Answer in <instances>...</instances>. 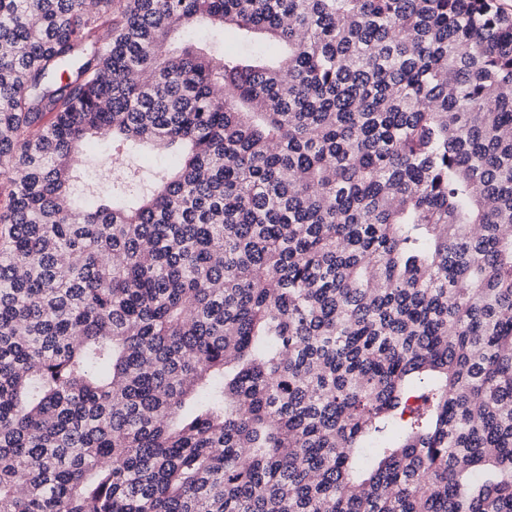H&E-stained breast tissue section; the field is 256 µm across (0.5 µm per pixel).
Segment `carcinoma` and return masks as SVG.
Returning a JSON list of instances; mask_svg holds the SVG:
<instances>
[{
    "instance_id": "obj_1",
    "label": "carcinoma",
    "mask_w": 512,
    "mask_h": 512,
    "mask_svg": "<svg viewBox=\"0 0 512 512\" xmlns=\"http://www.w3.org/2000/svg\"><path fill=\"white\" fill-rule=\"evenodd\" d=\"M0 180V512H512L497 0H0Z\"/></svg>"
}]
</instances>
